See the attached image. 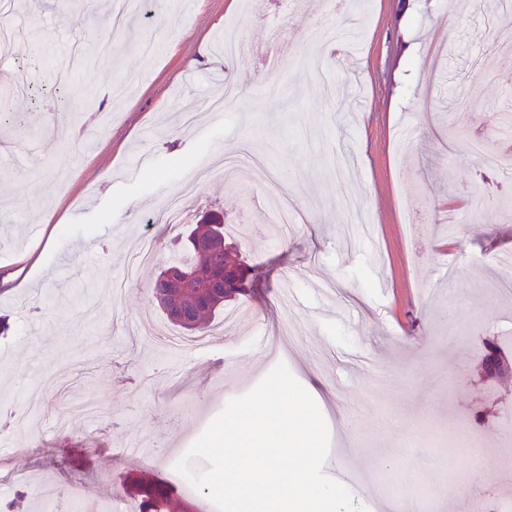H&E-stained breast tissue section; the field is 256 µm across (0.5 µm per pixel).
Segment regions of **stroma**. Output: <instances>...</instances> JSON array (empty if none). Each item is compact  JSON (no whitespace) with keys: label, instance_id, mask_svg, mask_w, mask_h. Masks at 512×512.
<instances>
[{"label":"stroma","instance_id":"35a3bbf8","mask_svg":"<svg viewBox=\"0 0 512 512\" xmlns=\"http://www.w3.org/2000/svg\"><path fill=\"white\" fill-rule=\"evenodd\" d=\"M299 0H142L112 23L110 0H14L0 11V503L19 487L43 512L40 483L66 512L111 498L140 473L162 478L227 403L251 391L292 313L285 362L330 429L332 465L370 489L452 486L482 496L512 479V375L480 370L485 343L512 358V292L497 262L512 252V216L476 193L470 155L501 133L512 65L475 61L505 39L503 12L450 0H367L355 56L317 57ZM237 28L242 54L225 56ZM288 47L260 69L270 33ZM108 46L92 67L80 55ZM53 58L56 83L40 61ZM240 95L215 109L224 84ZM90 107L62 111L65 88ZM23 114L16 124L14 114ZM247 149L300 210L276 231L257 174L228 182L226 155ZM150 162L138 174L129 167ZM181 198L184 220L167 227ZM253 280L254 316L216 317L202 353L143 334L174 328L150 281L184 252L204 213ZM454 225L452 240L441 229ZM97 257H88V243ZM153 260L127 273L144 248ZM295 294L284 310L279 290ZM94 398L98 417L65 421Z\"/></svg>","mask_w":512,"mask_h":512}]
</instances>
